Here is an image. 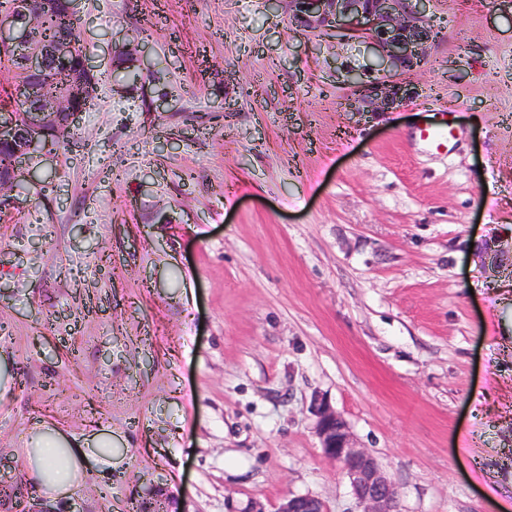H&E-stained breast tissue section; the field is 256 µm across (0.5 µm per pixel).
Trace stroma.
Segmentation results:
<instances>
[{
	"label": "stroma",
	"instance_id": "1",
	"mask_svg": "<svg viewBox=\"0 0 512 512\" xmlns=\"http://www.w3.org/2000/svg\"><path fill=\"white\" fill-rule=\"evenodd\" d=\"M405 111L348 112L363 44L290 0H79L99 77L46 195L0 224V463L65 512H354L310 405L399 512H512V0H431ZM450 127L436 150L422 131ZM88 457L68 494L40 425ZM324 458L338 466L355 499V512H398L397 491L377 458L358 447L346 421L324 398L310 406ZM31 448L28 461L33 467L45 493L60 497L66 495L80 473L85 452L77 445V450L59 434L48 429L30 439ZM83 456V457H82ZM276 512H329L326 503L313 495H290L278 505Z\"/></svg>",
	"mask_w": 512,
	"mask_h": 512
}]
</instances>
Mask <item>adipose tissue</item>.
<instances>
[{
	"instance_id": "obj_1",
	"label": "adipose tissue",
	"mask_w": 512,
	"mask_h": 512,
	"mask_svg": "<svg viewBox=\"0 0 512 512\" xmlns=\"http://www.w3.org/2000/svg\"><path fill=\"white\" fill-rule=\"evenodd\" d=\"M82 450L70 448L67 440L50 430L36 434L28 461L45 493L52 496L67 494L82 466Z\"/></svg>"
}]
</instances>
